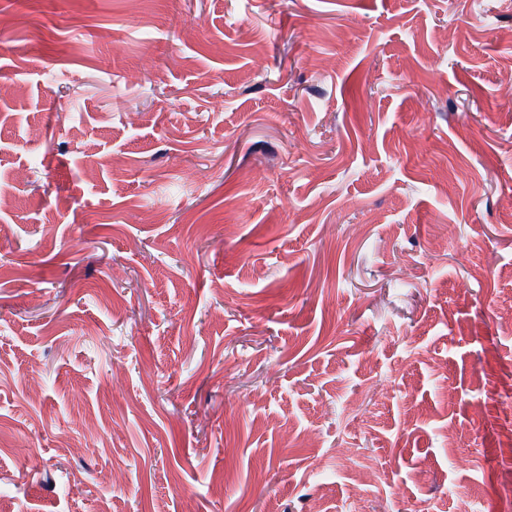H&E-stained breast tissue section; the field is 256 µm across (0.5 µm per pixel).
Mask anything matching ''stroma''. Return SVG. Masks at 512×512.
I'll return each instance as SVG.
<instances>
[{"label": "stroma", "mask_w": 512, "mask_h": 512, "mask_svg": "<svg viewBox=\"0 0 512 512\" xmlns=\"http://www.w3.org/2000/svg\"><path fill=\"white\" fill-rule=\"evenodd\" d=\"M0 15V512H512V0Z\"/></svg>", "instance_id": "35a3bbf8"}]
</instances>
